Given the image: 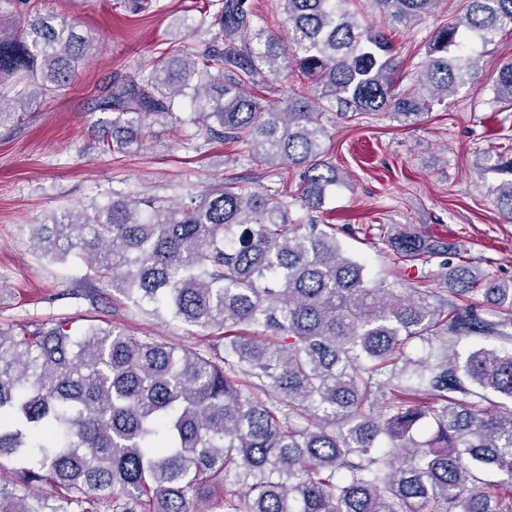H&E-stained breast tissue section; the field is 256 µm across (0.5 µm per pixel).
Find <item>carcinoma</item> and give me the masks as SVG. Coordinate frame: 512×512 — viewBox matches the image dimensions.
<instances>
[{"instance_id": "cac0c4a2", "label": "carcinoma", "mask_w": 512, "mask_h": 512, "mask_svg": "<svg viewBox=\"0 0 512 512\" xmlns=\"http://www.w3.org/2000/svg\"><path fill=\"white\" fill-rule=\"evenodd\" d=\"M354 0H276L287 38L253 25L247 0H209L207 53L178 48L109 82L99 109L112 152L190 96L206 138L243 143L251 163L299 172L283 186L207 188L188 203L122 198L66 212L35 234L39 252L76 250L139 311L219 332L208 351L91 324L29 336L0 328V512H512V281L455 264L456 244L398 230L395 261L440 258L439 287L401 294L345 254L313 211L340 178L323 159L336 120L383 112L407 127L476 76L471 39L512 25V0H463L434 32L419 77L395 89L394 46ZM409 28L440 0H375ZM36 0H0V86L50 95L71 85L93 43ZM293 57L287 96L262 103L257 77ZM496 102L512 107V65ZM512 219V151L496 152ZM506 399L488 409L489 394ZM234 478L232 489L226 485ZM57 489L45 497L35 488Z\"/></svg>"}]
</instances>
